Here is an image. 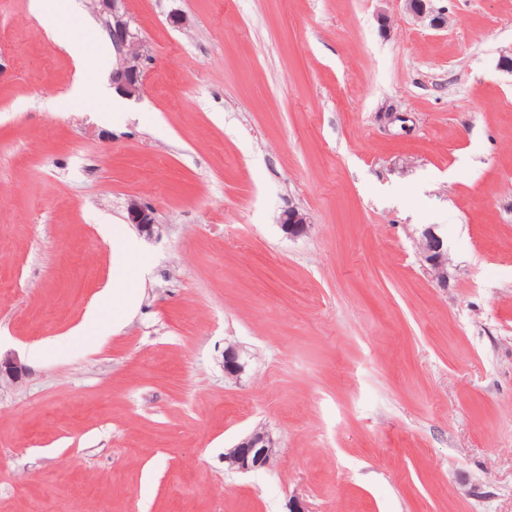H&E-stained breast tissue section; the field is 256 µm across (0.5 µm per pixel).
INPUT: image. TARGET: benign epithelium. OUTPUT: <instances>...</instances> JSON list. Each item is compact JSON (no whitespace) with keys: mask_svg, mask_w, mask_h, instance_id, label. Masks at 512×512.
<instances>
[{"mask_svg":"<svg viewBox=\"0 0 512 512\" xmlns=\"http://www.w3.org/2000/svg\"><path fill=\"white\" fill-rule=\"evenodd\" d=\"M100 13L108 17V30L112 38V46L122 56L121 63L112 69V87L121 94L134 98L141 94L143 74L140 69L141 43L122 12L124 0H96ZM406 11L416 20L427 24L433 29L446 27L445 14L436 10L433 0H403ZM127 223L136 226L147 237L154 234L156 216L154 210L135 199L126 207ZM281 228L290 238H298L308 229L307 216L296 208L284 211L280 218ZM420 254L435 279L443 286L448 283V255L443 248L442 239L433 229L423 232ZM244 371L239 351L230 345L224 349V372L229 377H237ZM28 374L27 367L11 355L0 357V382L17 383ZM278 441L264 428H257L240 442L224 453V463L228 468L238 471H252L266 468L273 464L276 456L275 448Z\"/></svg>","mask_w":512,"mask_h":512,"instance_id":"1","label":"benign epithelium"}]
</instances>
